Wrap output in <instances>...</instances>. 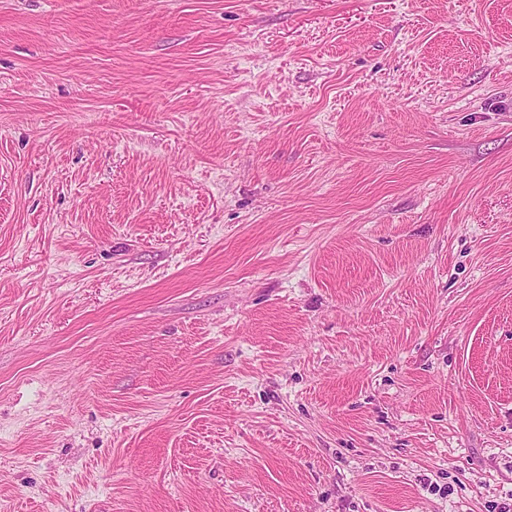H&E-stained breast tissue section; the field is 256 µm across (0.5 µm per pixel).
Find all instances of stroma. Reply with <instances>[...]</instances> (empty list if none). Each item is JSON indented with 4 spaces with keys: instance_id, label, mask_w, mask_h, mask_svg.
I'll return each instance as SVG.
<instances>
[{
    "instance_id": "obj_1",
    "label": "stroma",
    "mask_w": 512,
    "mask_h": 512,
    "mask_svg": "<svg viewBox=\"0 0 512 512\" xmlns=\"http://www.w3.org/2000/svg\"><path fill=\"white\" fill-rule=\"evenodd\" d=\"M0 512H512V0H0Z\"/></svg>"
}]
</instances>
